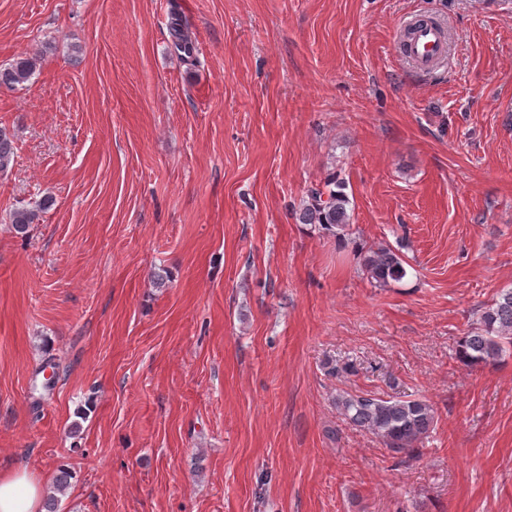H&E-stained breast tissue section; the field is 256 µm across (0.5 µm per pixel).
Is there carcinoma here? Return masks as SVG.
<instances>
[{
  "label": "carcinoma",
  "mask_w": 512,
  "mask_h": 512,
  "mask_svg": "<svg viewBox=\"0 0 512 512\" xmlns=\"http://www.w3.org/2000/svg\"><path fill=\"white\" fill-rule=\"evenodd\" d=\"M172 50L185 61L194 58L195 46L190 39L185 20L180 12H171L169 22ZM41 52L23 53L7 67H0V88L13 89L28 82L34 75ZM13 141L0 128V172L12 160ZM325 189L313 188L309 200L302 205L299 219L322 233L343 238L349 235L352 224L351 201L345 192L346 183L336 173L324 182ZM53 205L46 197L36 209L16 208L10 216L14 232L26 236L33 224L39 223L41 213ZM404 245L389 244L369 248L363 252L361 269L378 287L400 282L407 276L408 262ZM512 352V288H503L492 303L479 309L475 326L462 337L458 357L468 368L494 364ZM336 410L350 425L374 436L393 456L409 455L418 449L429 435L435 422L433 405L425 398H385L373 393L342 392L336 395ZM72 479L66 468L58 470L53 491L47 496V512H56V494L65 492Z\"/></svg>",
  "instance_id": "1"
}]
</instances>
